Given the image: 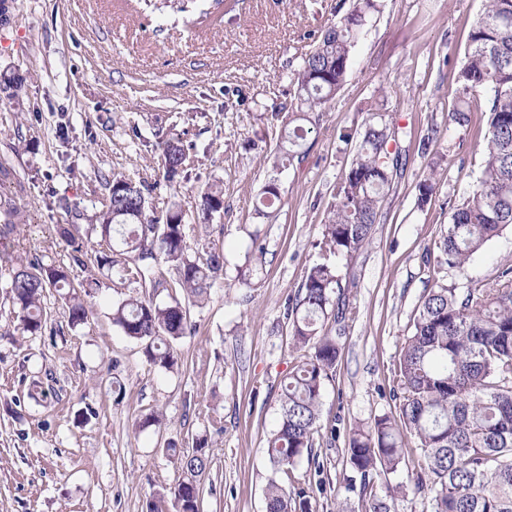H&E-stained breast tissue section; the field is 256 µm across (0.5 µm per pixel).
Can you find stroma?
Listing matches in <instances>:
<instances>
[{"label": "stroma", "instance_id": "obj_1", "mask_svg": "<svg viewBox=\"0 0 512 512\" xmlns=\"http://www.w3.org/2000/svg\"><path fill=\"white\" fill-rule=\"evenodd\" d=\"M211 4L194 0L209 16L191 30L144 0H13L0 23V77L23 79L19 97L0 102V166L9 172L0 224L14 225L0 239V512H147L150 494L179 476L167 442L188 449L202 436L213 458L204 512H265L275 476L266 437L278 425V387L292 361L287 301L320 260L315 243L330 194L358 146L339 134L359 128L373 104L395 124L408 162L370 243L338 263L357 318L323 391L316 460L295 471L312 512H335L346 496L349 427L396 409L392 361L431 286L449 207L481 171L474 144L487 116L472 113L466 129L449 125L448 75L483 0H380L345 84L307 137V156L285 169L270 161L285 122L274 110L293 102L289 72L336 0ZM162 138L188 148L189 181L164 180ZM116 175L143 182L153 209L181 205L191 251L224 249V273L192 308L196 330L176 341L183 366L173 371L149 364L141 344L112 323L113 306L141 295L138 280L117 268L103 277L93 262L71 265L59 234L60 225H84L88 251L99 250L88 222ZM430 176L436 192L418 206L416 186ZM273 180L282 203L263 217L256 207ZM215 182L224 211L204 226L198 193ZM32 260L99 280L87 323L71 327L51 290L42 334L23 331L8 265ZM510 263L507 229L448 280L489 283ZM245 267L249 288L235 282ZM154 412L161 425L139 429Z\"/></svg>", "mask_w": 512, "mask_h": 512}]
</instances>
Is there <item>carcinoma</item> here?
I'll list each match as a JSON object with an SVG mask.
<instances>
[{"label":"carcinoma","mask_w":512,"mask_h":512,"mask_svg":"<svg viewBox=\"0 0 512 512\" xmlns=\"http://www.w3.org/2000/svg\"><path fill=\"white\" fill-rule=\"evenodd\" d=\"M376 8L375 0H337L335 18L317 32L291 72L296 105L288 113L290 128L274 166L285 168L307 155L311 127L343 86ZM449 79L456 104L448 123L466 127L470 113H489L479 141L481 175L448 212L433 285L419 301L393 363L397 414L349 428L343 481L357 495V505L340 501L336 512H395L396 502L411 493L426 498L430 512H512V264L503 265L492 283L463 290L447 284L448 270L462 269L489 240L512 227V0H484L483 11L470 23L464 59ZM368 112L362 130L340 134L345 142L359 138V145L328 203L327 224L316 243L324 261L307 268L297 293L288 298L293 365L281 384L278 425L266 439L275 472L287 479L302 459L315 458L323 390L356 315L331 258L351 257L369 244L382 203L403 171V155L390 149L395 131L379 108ZM158 148L166 181L186 177L184 146L166 139ZM106 188L107 204L95 215L93 230L106 242H117L118 249L94 256L97 267L126 272L134 259L132 274L148 293L160 285L155 266L164 262L179 273L170 288L184 296L165 304L129 298L112 308V324L143 345L149 363L172 371L179 367L175 342L193 329L190 307L206 299L211 281L224 272V249L208 246L190 256L177 203L155 216L148 213L143 184L116 176ZM435 190L432 178L420 181L419 206L427 205ZM200 199L205 220L224 210V189L217 183ZM281 199L279 185L267 183L258 214L268 215L266 209ZM60 234L72 247L73 263L85 265L89 253L81 226L63 225ZM9 278L24 331H42L47 320L43 299L51 288L62 292L69 324L85 323L83 295L93 283L74 281L68 268L19 263ZM207 446L204 437L194 439L189 452L167 443L181 478L168 492L153 495L147 512H169L171 506L175 512H203L202 477L211 465ZM265 499L266 512H310L305 489L284 481L271 480Z\"/></svg>","instance_id":"cac0c4a2"}]
</instances>
